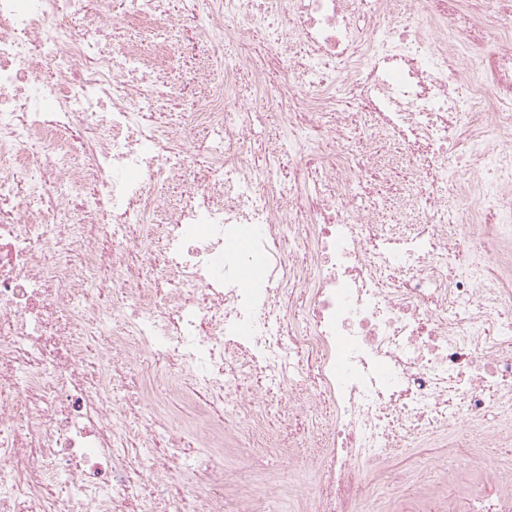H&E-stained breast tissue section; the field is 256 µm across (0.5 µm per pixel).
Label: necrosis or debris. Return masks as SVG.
Segmentation results:
<instances>
[{
  "label": "necrosis or debris",
  "mask_w": 512,
  "mask_h": 512,
  "mask_svg": "<svg viewBox=\"0 0 512 512\" xmlns=\"http://www.w3.org/2000/svg\"><path fill=\"white\" fill-rule=\"evenodd\" d=\"M93 4L0 0V512H512V464L476 437L512 445V0H205L197 37L232 53L179 203L165 82ZM270 116L292 139L259 165ZM462 138L493 164L452 178ZM391 143L423 205L398 234L355 203ZM157 244L160 288L129 268ZM467 251L478 271L449 273ZM275 406L307 417L297 444L265 433ZM245 434L316 449L314 485L293 464L239 482ZM404 447L455 463L383 494Z\"/></svg>",
  "instance_id": "necrosis-or-debris-1"
}]
</instances>
